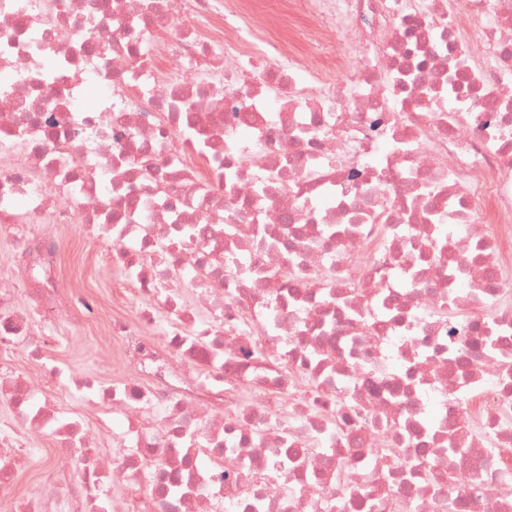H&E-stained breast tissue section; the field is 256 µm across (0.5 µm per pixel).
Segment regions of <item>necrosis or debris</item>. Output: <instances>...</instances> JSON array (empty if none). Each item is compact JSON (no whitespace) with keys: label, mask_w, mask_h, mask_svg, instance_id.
<instances>
[{"label":"necrosis or debris","mask_w":512,"mask_h":512,"mask_svg":"<svg viewBox=\"0 0 512 512\" xmlns=\"http://www.w3.org/2000/svg\"><path fill=\"white\" fill-rule=\"evenodd\" d=\"M0 242V512H512V0H0ZM66 237V272L79 287L92 292L101 301L105 317H112V289L124 279L113 269L104 251L83 235L77 224L64 230ZM104 320L77 330L68 331L63 342L52 348V358L65 365L75 377L91 376L104 384L120 373L112 362V348L106 344ZM41 469L34 461L29 463L18 475V487L26 495L40 494L42 481L40 479Z\"/></svg>","instance_id":"obj_1"}]
</instances>
